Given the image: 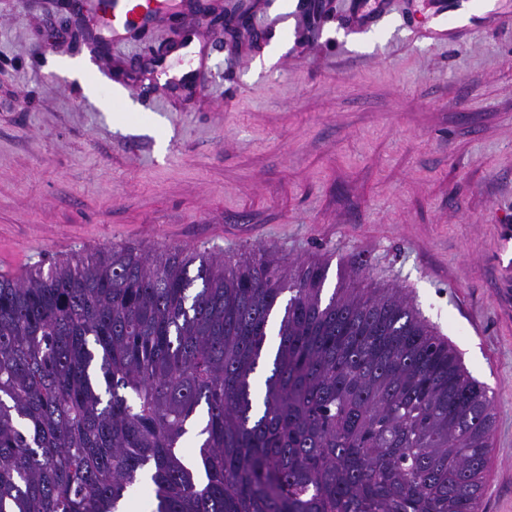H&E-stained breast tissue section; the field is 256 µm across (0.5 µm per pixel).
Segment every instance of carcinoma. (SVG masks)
Listing matches in <instances>:
<instances>
[{"label":"carcinoma","instance_id":"carcinoma-1","mask_svg":"<svg viewBox=\"0 0 512 512\" xmlns=\"http://www.w3.org/2000/svg\"><path fill=\"white\" fill-rule=\"evenodd\" d=\"M327 272L114 246L0 274V512L144 478L153 512H480L486 390L401 289Z\"/></svg>","mask_w":512,"mask_h":512}]
</instances>
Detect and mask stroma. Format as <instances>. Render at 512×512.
<instances>
[{"label": "stroma", "instance_id": "35a3bbf8", "mask_svg": "<svg viewBox=\"0 0 512 512\" xmlns=\"http://www.w3.org/2000/svg\"><path fill=\"white\" fill-rule=\"evenodd\" d=\"M91 48L62 0H0V274L114 246L257 247L400 288L495 408L480 512H512V0L461 43L426 0H211ZM199 2V16L205 18L210 26H221L223 29L226 26L235 27L237 30L241 28H248L247 17L248 13L245 11H238L234 13L216 12L208 1L196 0Z\"/></svg>", "mask_w": 512, "mask_h": 512}]
</instances>
